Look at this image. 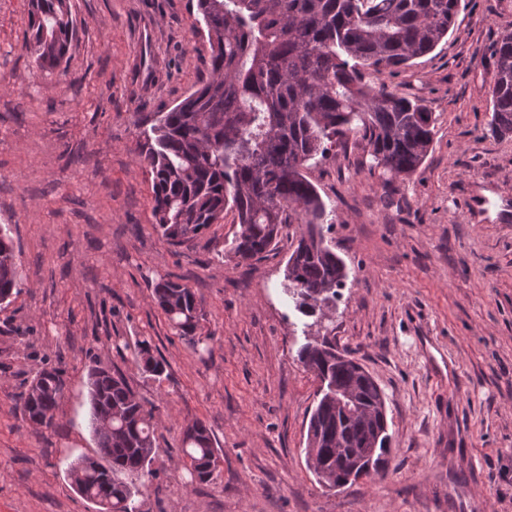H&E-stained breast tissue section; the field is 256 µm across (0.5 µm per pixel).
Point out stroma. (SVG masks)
<instances>
[{"instance_id": "1", "label": "stroma", "mask_w": 512, "mask_h": 512, "mask_svg": "<svg viewBox=\"0 0 512 512\" xmlns=\"http://www.w3.org/2000/svg\"><path fill=\"white\" fill-rule=\"evenodd\" d=\"M462 2L433 52L367 75L432 112L417 172L383 185L354 144L307 171L348 271L318 320L283 290L297 225L258 262L225 254L232 211L188 246L154 227L135 148L209 77L196 0H70L78 37L63 74L25 47L28 0H0V227L22 277L0 304V512H98L67 474L97 452L95 366L119 370L155 410L142 512H512V136L485 131L490 50L512 27V0ZM161 275L194 289L209 351L174 334L152 294ZM316 336L370 372L391 435L383 473L332 490L303 453L319 382L298 351ZM145 338L162 377L140 368ZM46 365L66 381L49 429L16 407ZM196 419L223 450L203 484L179 463L181 428Z\"/></svg>"}]
</instances>
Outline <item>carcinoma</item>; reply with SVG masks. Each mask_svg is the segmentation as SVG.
<instances>
[{"mask_svg": "<svg viewBox=\"0 0 512 512\" xmlns=\"http://www.w3.org/2000/svg\"><path fill=\"white\" fill-rule=\"evenodd\" d=\"M461 0H197L210 45V76L162 112L152 136L135 149L153 177V216L174 246L200 236L231 208L240 231L229 252L260 261L280 226L301 225L288 258L285 292L305 316L336 305L346 266L326 243L325 202L305 170L354 135L370 169L405 179L423 164L433 140L432 112L420 101L373 86L368 71H394L433 51L457 26ZM77 29L70 0H29L28 44L41 69L66 70ZM494 82L488 132L512 134V29L492 44ZM12 240L0 228V303L19 291ZM171 328L195 351L211 335L197 333L195 292L169 278L153 284ZM145 372L165 371L148 339L137 344ZM298 360L324 390L312 411L305 448L309 468L328 487L382 469L390 453L384 395L369 373L336 352L327 338L306 343ZM65 381L56 368L38 371L17 395L23 419L49 429ZM89 425L97 462L84 467L77 491L100 512H140L133 478L153 476L156 423L117 371L88 373ZM347 398L351 408L337 404ZM191 480L206 483L221 449L195 420L182 431Z\"/></svg>", "mask_w": 512, "mask_h": 512, "instance_id": "cac0c4a2", "label": "carcinoma"}]
</instances>
